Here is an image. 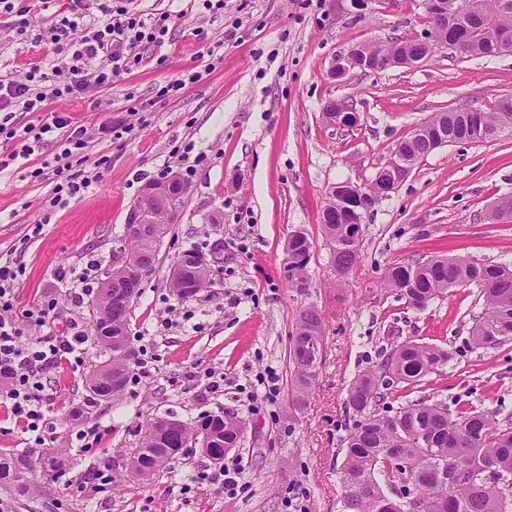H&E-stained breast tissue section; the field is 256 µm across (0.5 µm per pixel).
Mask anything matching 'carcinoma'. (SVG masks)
<instances>
[{
    "instance_id": "carcinoma-1",
    "label": "carcinoma",
    "mask_w": 512,
    "mask_h": 512,
    "mask_svg": "<svg viewBox=\"0 0 512 512\" xmlns=\"http://www.w3.org/2000/svg\"><path fill=\"white\" fill-rule=\"evenodd\" d=\"M499 2L481 0L480 10L460 23L443 19L448 42L464 38L471 46V56L496 55L498 30L512 28V11L502 12ZM406 48L413 55L432 56L431 45L414 39L388 50L398 53ZM426 123L444 129L450 139L487 140L512 129V112H436ZM400 145L412 164L428 150L422 137L405 138ZM322 218L340 284L357 262L359 239L352 236V222L341 195L326 198ZM312 249V241L301 232L288 238L285 279L289 286L306 287ZM385 286L415 309L425 308L451 288L474 286L483 298V309L473 317L472 347L492 348L512 341V270L506 266L436 255L426 262L392 267ZM88 313L95 339L112 356L90 372L87 402L116 400L120 394L112 392V376L127 378L130 373L125 362L131 349L127 313L112 312V302L100 291L89 302ZM324 340L320 312L313 306L303 309L289 351L298 403L309 395L316 378L305 372L310 363L306 344ZM451 359V353L441 346L408 340L392 345L377 365L353 380L345 404L357 419L343 439L342 512H392L394 507L398 512H410L413 503L423 505V512H512V415L499 420L500 411L495 407L478 410L460 405L452 410L428 395L396 408L383 406L385 391L419 389L426 377L445 374ZM213 431L224 437V445L233 448L243 434L240 420L228 414L213 420ZM130 460L150 479L168 465L160 458L153 425L147 426ZM41 468L57 478L72 468V459L48 454L41 458ZM29 470L30 460L24 455L0 457V484L17 497H27L30 484L25 473Z\"/></svg>"
}]
</instances>
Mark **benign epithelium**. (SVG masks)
<instances>
[{"mask_svg":"<svg viewBox=\"0 0 512 512\" xmlns=\"http://www.w3.org/2000/svg\"><path fill=\"white\" fill-rule=\"evenodd\" d=\"M428 6L437 10L435 24L430 31L429 43L433 47L446 48L448 42L436 39V30L440 21L448 12L466 13L473 6L471 0H430ZM423 62L410 54H390L375 52L369 46L355 45L339 56L333 65V75L342 79L353 71L379 72L394 67H409ZM331 112L328 120L340 127H353L359 122V113L352 100L339 98L330 100L325 105ZM411 168L406 164L400 148L396 147L389 160L377 171L375 181L381 183L379 199L387 198L409 175ZM188 194L183 187L180 176L172 173L162 181L147 182L136 201L130 206L125 217L128 231L139 237L150 235L161 239L156 224L160 216H165L169 223H177L182 209V202ZM157 252L146 253L137 259H129L126 250L115 252L114 266L120 268L125 278L120 294L129 303L133 302L144 278L152 272L156 263ZM222 260V249L215 247L208 252L194 255V265L189 267L181 262L174 265L169 272L170 281L180 286V292L188 297L196 296L191 285V277L199 269L209 270L214 263ZM182 431V422L178 419L164 418L156 427V439L162 446V455L168 456L173 449L168 447L171 438Z\"/></svg>","mask_w":512,"mask_h":512,"instance_id":"benign-epithelium-1","label":"benign epithelium"}]
</instances>
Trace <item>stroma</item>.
<instances>
[{
	"mask_svg": "<svg viewBox=\"0 0 512 512\" xmlns=\"http://www.w3.org/2000/svg\"><path fill=\"white\" fill-rule=\"evenodd\" d=\"M123 4L145 18L166 16L163 45L140 46L139 65L102 88L15 112L8 123L20 134L56 113L85 127L89 143L72 171L93 179L65 207H51L56 131L0 172V257L21 267L13 315L23 338L59 336L75 322L88 327L87 308L72 302L67 281L86 272L102 281L113 251L127 243L126 213L147 181L176 172L189 192L133 302L129 336L144 372L117 401L87 406V377L109 354L95 341L83 344L48 374L53 428L39 445L0 403V455L25 454L35 464L28 497L0 488V512H339L342 439L354 420L346 391L393 339L452 352L446 375L431 377L423 394L512 413V341L469 345L471 317L482 309L477 289H452L416 310L384 285L391 266L437 252L512 267V218L492 213L512 196V132L419 159L366 215L344 285L320 223L334 183L369 186L396 143L432 113L463 104L488 112L512 94V52L464 58L439 49L414 67L355 71L339 81L332 67L351 46L426 37L425 0H224L218 13L199 0ZM23 5L22 32L16 14L0 11V72L19 79L64 65L50 30L69 15L71 0ZM195 72L199 81L188 82ZM178 79L185 87L167 92ZM338 98L354 102L357 126L324 118L325 104ZM119 120L131 132L103 134ZM297 230L314 244L302 290L282 275ZM218 242L224 260L211 285L181 300L171 267L184 250L206 252ZM48 303L53 320L31 323L28 310ZM309 306L325 318V350L312 393L297 408L289 342ZM220 411L246 424L227 456L238 468L234 491L207 481L216 466L196 448L152 480L127 477L148 423L174 417L192 425ZM90 427L96 437L86 447L78 434ZM56 452L76 466L50 480L37 463ZM98 472L107 484H98Z\"/></svg>",
	"mask_w": 512,
	"mask_h": 512,
	"instance_id": "1",
	"label": "stroma"
}]
</instances>
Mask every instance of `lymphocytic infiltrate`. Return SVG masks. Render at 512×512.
Here are the masks:
<instances>
[{"mask_svg":"<svg viewBox=\"0 0 512 512\" xmlns=\"http://www.w3.org/2000/svg\"><path fill=\"white\" fill-rule=\"evenodd\" d=\"M167 29L163 20L146 23L129 16L127 10L116 9L102 28H81L78 21L62 18L56 26L53 41H67L71 50L65 67L55 69L53 84L43 86L33 79L17 80L0 75V112L18 110L38 112L51 98L79 97L106 83L140 61L135 49L140 44L162 43ZM66 130L63 149L57 157V182L51 206L65 205L68 198L87 190L91 181L72 173L71 159L75 151L85 149L88 141L81 128H69L67 119L53 116L40 127H29L20 140L16 156L0 158V172L8 169L15 158H26L42 145L44 134ZM18 267L13 260L0 261V400L10 403L17 422L26 431L43 435L52 426L44 394V374L77 346L86 341L82 328L69 336H38L21 342V331L13 318V286Z\"/></svg>","mask_w":512,"mask_h":512,"instance_id":"obj_1","label":"lymphocytic infiltrate"}]
</instances>
